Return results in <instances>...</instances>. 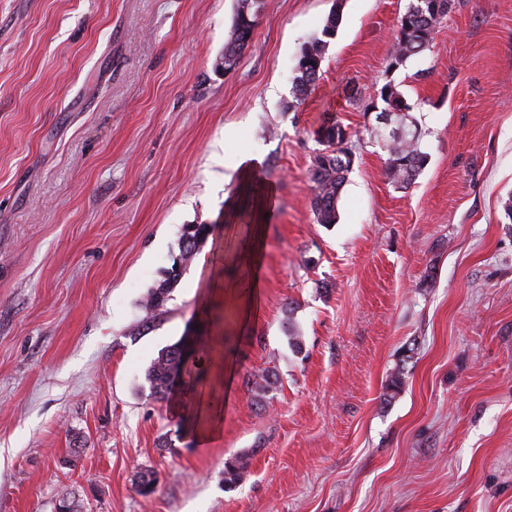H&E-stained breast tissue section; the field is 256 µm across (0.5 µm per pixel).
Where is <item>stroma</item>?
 Masks as SVG:
<instances>
[{"label":"stroma","instance_id":"35a3bbf8","mask_svg":"<svg viewBox=\"0 0 512 512\" xmlns=\"http://www.w3.org/2000/svg\"><path fill=\"white\" fill-rule=\"evenodd\" d=\"M408 2L265 0L227 75L236 0H0V512H512V0H457L393 71ZM388 81L428 155L406 189L368 132ZM327 118L354 154L331 226L311 209ZM240 153L275 188L265 223ZM188 224L212 227L211 264L145 311ZM195 335L201 392L152 396L151 362ZM339 23L340 14L335 11L328 16L321 37H314L302 45L297 56L292 86L293 97L297 103L300 104L307 99L319 79L328 42L325 38L335 35ZM249 454L242 453L224 462V485L232 488L236 486L245 475L249 465Z\"/></svg>","mask_w":512,"mask_h":512}]
</instances>
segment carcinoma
I'll list each match as a JSON object with an SVG mask.
<instances>
[{
    "mask_svg": "<svg viewBox=\"0 0 512 512\" xmlns=\"http://www.w3.org/2000/svg\"><path fill=\"white\" fill-rule=\"evenodd\" d=\"M455 5V0H409L394 34L393 52L389 69L406 66L411 59L428 50L437 24ZM263 8V0H237V8L224 45V58L238 61L248 45L256 20ZM340 23V14H330L321 36L305 42L297 56L292 93L297 103L304 102L320 77L327 39L334 36ZM382 106L378 113L391 114L392 129L385 134L374 128L370 134L387 154L388 178L401 188H408L427 165L428 155L422 149V132L409 120L411 106L399 87L392 81L379 90ZM317 141L323 146L315 155L310 170L314 193L311 208L317 223L330 226L337 222V209L347 175L352 167V152L348 147L347 129L338 121L325 122L317 131ZM198 253L196 246L181 235V254L161 283L148 292L145 308L154 311L163 306L180 281L187 264ZM183 365V344L177 343L162 350L146 372L151 395L163 398L170 383ZM250 455L242 453L224 462V485L231 488L245 475Z\"/></svg>",
    "mask_w": 512,
    "mask_h": 512,
    "instance_id": "carcinoma-1",
    "label": "carcinoma"
}]
</instances>
